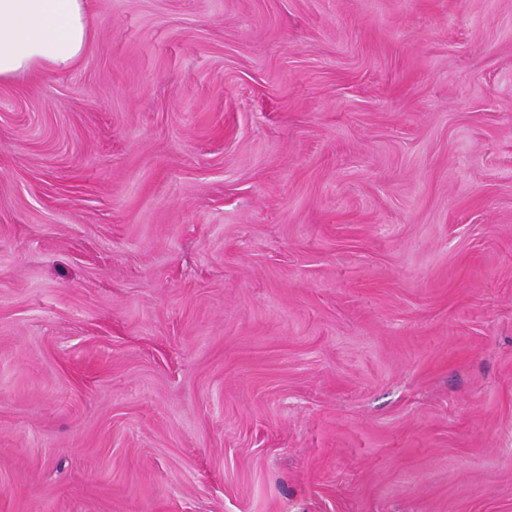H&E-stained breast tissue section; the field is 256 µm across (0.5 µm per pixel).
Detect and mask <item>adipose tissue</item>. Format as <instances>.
<instances>
[{
    "label": "adipose tissue",
    "mask_w": 512,
    "mask_h": 512,
    "mask_svg": "<svg viewBox=\"0 0 512 512\" xmlns=\"http://www.w3.org/2000/svg\"><path fill=\"white\" fill-rule=\"evenodd\" d=\"M92 36L84 0H0V82L34 68L70 70Z\"/></svg>",
    "instance_id": "ef3b65f1"
}]
</instances>
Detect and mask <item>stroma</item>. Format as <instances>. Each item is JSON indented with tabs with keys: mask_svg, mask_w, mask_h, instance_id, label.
<instances>
[{
	"mask_svg": "<svg viewBox=\"0 0 512 512\" xmlns=\"http://www.w3.org/2000/svg\"><path fill=\"white\" fill-rule=\"evenodd\" d=\"M0 84V512H512V0H86Z\"/></svg>",
	"mask_w": 512,
	"mask_h": 512,
	"instance_id": "35a3bbf8",
	"label": "stroma"
}]
</instances>
